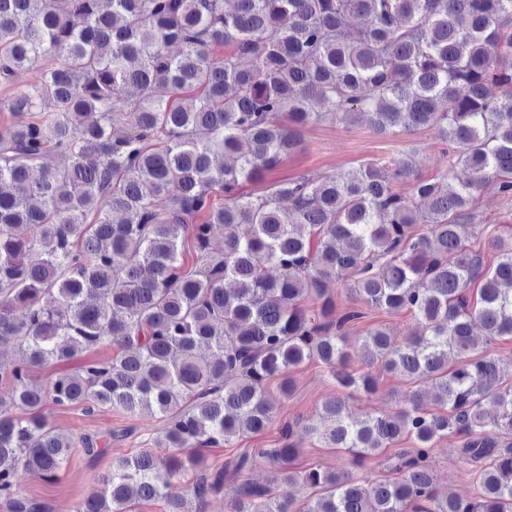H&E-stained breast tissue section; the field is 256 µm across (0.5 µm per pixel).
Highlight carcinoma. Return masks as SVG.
Instances as JSON below:
<instances>
[{
  "instance_id": "cac0c4a2",
  "label": "carcinoma",
  "mask_w": 512,
  "mask_h": 512,
  "mask_svg": "<svg viewBox=\"0 0 512 512\" xmlns=\"http://www.w3.org/2000/svg\"><path fill=\"white\" fill-rule=\"evenodd\" d=\"M224 3L0 0V87L43 61L37 85L0 99L12 117L0 123V503L44 512L16 478L68 465L76 442L43 409L81 405L158 418L176 454L114 458L77 512H136L185 474L193 501L167 499L166 512H204L258 455L274 480L243 481L227 512H512V444L500 439L512 434V361L474 337H512V233L491 238L488 269L460 234L486 181L512 198V0ZM326 114L377 134L429 129L465 177L417 178L402 155L242 191ZM50 154L67 163L47 165ZM188 243L196 270L182 268ZM351 273L359 301L414 315L398 345L379 327L357 341L366 365L416 390L391 416L352 419L329 398L324 428L305 433L359 468L384 456L390 475L291 466V425L279 448L207 465L202 447L269 427L267 381L288 396L305 362L350 394L375 392L372 371L348 368L364 312L335 318L326 294ZM100 345L118 352L35 375ZM448 436L477 468L473 499L435 489L433 450ZM406 438L413 447H397ZM293 484L308 491L301 503L278 492Z\"/></svg>"
}]
</instances>
